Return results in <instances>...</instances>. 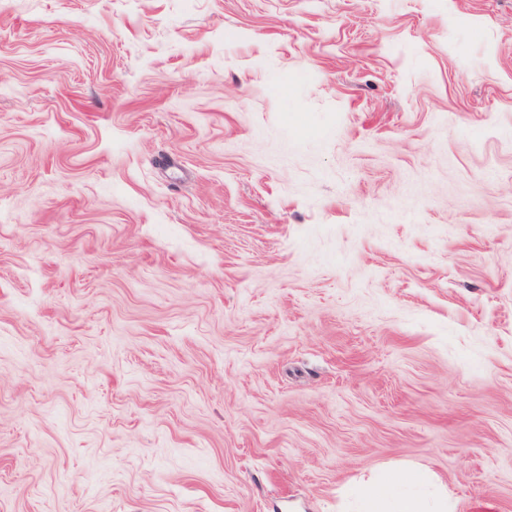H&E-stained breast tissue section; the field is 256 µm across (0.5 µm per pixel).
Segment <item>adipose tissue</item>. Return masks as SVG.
Listing matches in <instances>:
<instances>
[{"label": "adipose tissue", "mask_w": 512, "mask_h": 512, "mask_svg": "<svg viewBox=\"0 0 512 512\" xmlns=\"http://www.w3.org/2000/svg\"><path fill=\"white\" fill-rule=\"evenodd\" d=\"M420 477V472L409 471L363 492L355 512H448L447 497L431 504L410 493V486Z\"/></svg>", "instance_id": "1"}]
</instances>
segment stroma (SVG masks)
<instances>
[{
    "label": "stroma",
    "mask_w": 512,
    "mask_h": 512,
    "mask_svg": "<svg viewBox=\"0 0 512 512\" xmlns=\"http://www.w3.org/2000/svg\"><path fill=\"white\" fill-rule=\"evenodd\" d=\"M512 512V0H0V512ZM421 477L420 471L401 473L385 483L363 492L353 512H453L448 507V494L445 492L434 505L420 496L402 492L401 487L414 486Z\"/></svg>",
    "instance_id": "stroma-1"
}]
</instances>
